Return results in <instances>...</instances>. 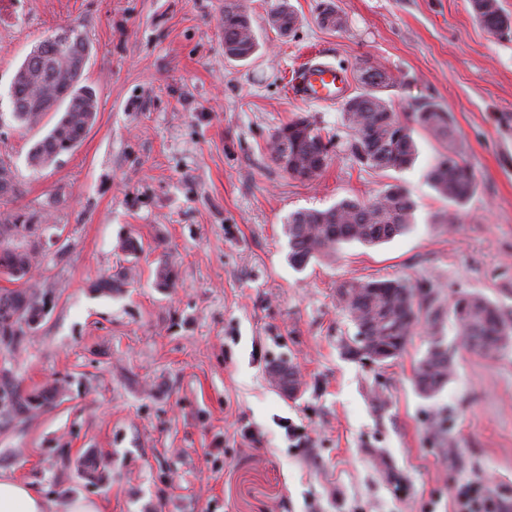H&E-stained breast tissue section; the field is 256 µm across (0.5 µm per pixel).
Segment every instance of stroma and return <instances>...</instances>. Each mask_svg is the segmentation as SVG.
<instances>
[{
    "label": "stroma",
    "instance_id": "stroma-1",
    "mask_svg": "<svg viewBox=\"0 0 512 512\" xmlns=\"http://www.w3.org/2000/svg\"><path fill=\"white\" fill-rule=\"evenodd\" d=\"M240 2L261 44L246 62L224 57V0H0V159L20 188L0 213H40L32 283L48 295L40 325L0 344V388L60 389L29 419L0 416V470L52 512L77 496L104 512H455L464 477L512 496V348L482 357L444 323L455 369L428 397L415 368L430 324L378 365L349 353L355 328L336 296L346 279H400L430 286L446 310L460 290L512 310V35L486 31L469 0H334L336 30L319 25L320 0H289L299 24L287 36L266 23L278 0ZM67 26L89 44L97 120L36 170L28 151L56 117L20 126L10 86L31 48ZM314 60L346 72L352 94L365 64L385 70L394 111L450 112L477 182L455 224L439 223L449 204L426 179L441 144L418 129L411 168L359 165L341 103L289 93ZM299 116L332 142L311 182L270 155L276 129ZM393 184L417 204L410 232L289 264L288 214ZM128 237L141 250L124 251ZM162 259L169 288L154 282ZM119 270L121 290H95ZM278 368L296 372L297 394L272 381ZM282 418L306 426L309 448ZM237 419L265 439L243 438ZM93 451L108 462L101 483L79 470Z\"/></svg>",
    "mask_w": 512,
    "mask_h": 512
}]
</instances>
